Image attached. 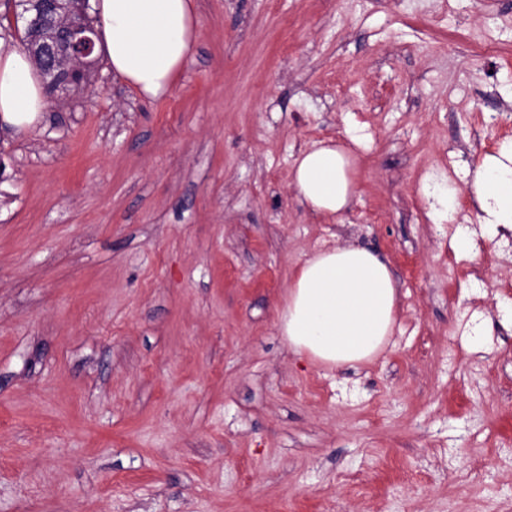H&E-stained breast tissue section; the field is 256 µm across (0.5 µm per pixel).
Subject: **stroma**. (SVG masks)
Listing matches in <instances>:
<instances>
[{
	"label": "stroma",
	"instance_id": "35a3bbf8",
	"mask_svg": "<svg viewBox=\"0 0 512 512\" xmlns=\"http://www.w3.org/2000/svg\"><path fill=\"white\" fill-rule=\"evenodd\" d=\"M196 3L167 97L102 60L0 126V512H512V240L464 178L512 140V0ZM352 136L313 213L295 158ZM347 240L397 322L330 368L276 309ZM350 151L332 142L315 141L293 163V184L304 202L317 212L338 215L350 204L353 182Z\"/></svg>",
	"mask_w": 512,
	"mask_h": 512
}]
</instances>
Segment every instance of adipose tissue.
I'll list each match as a JSON object with an SVG mask.
<instances>
[{
    "mask_svg": "<svg viewBox=\"0 0 512 512\" xmlns=\"http://www.w3.org/2000/svg\"><path fill=\"white\" fill-rule=\"evenodd\" d=\"M102 21L96 48L140 95L171 91L195 37L193 0H92ZM46 109L40 78L22 49L0 53V118L33 125ZM345 146L313 142L293 163V184L304 202L332 215L353 195ZM484 234L512 231V142L486 155L469 181ZM398 291L387 263L354 244L313 253L296 266L278 328L290 349L328 367L373 360L396 325Z\"/></svg>",
    "mask_w": 512,
    "mask_h": 512,
    "instance_id": "1",
    "label": "adipose tissue"
}]
</instances>
